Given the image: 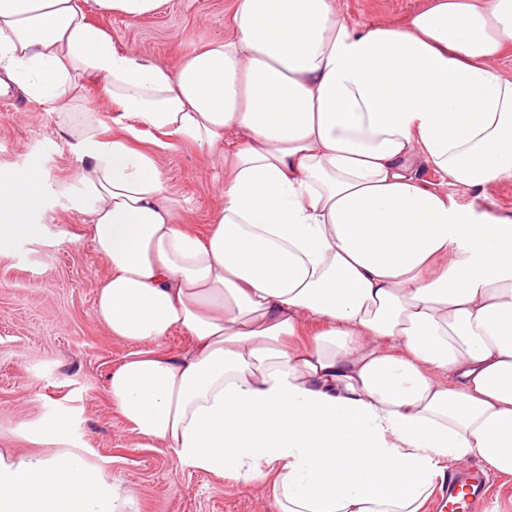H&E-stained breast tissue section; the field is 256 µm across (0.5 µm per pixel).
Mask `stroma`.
Returning <instances> with one entry per match:
<instances>
[{
    "instance_id": "stroma-1",
    "label": "stroma",
    "mask_w": 512,
    "mask_h": 512,
    "mask_svg": "<svg viewBox=\"0 0 512 512\" xmlns=\"http://www.w3.org/2000/svg\"><path fill=\"white\" fill-rule=\"evenodd\" d=\"M429 0H334L336 14L353 25L399 26ZM234 0H164L154 14L131 20L88 6L92 24L116 50L136 52L173 69L194 50L228 32ZM20 108L0 112V171L27 175L46 190L39 235L0 254V448L18 456H49L54 444L34 441L49 420L68 434V450L99 466L108 481L130 491L131 512H278L269 491L219 479L184 466L162 446L143 448L113 406L109 379L130 344L112 336L95 309L108 269L91 247L87 215L56 191L72 182L79 163L58 129L65 113L92 110L110 118L112 102L100 81L86 82L81 99L41 104L19 88ZM146 128L137 146L154 153L178 222L203 235L223 202L224 158L191 141L166 150ZM418 177L479 210L512 216V180L479 190L448 186L432 170Z\"/></svg>"
}]
</instances>
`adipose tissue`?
Here are the masks:
<instances>
[{
	"mask_svg": "<svg viewBox=\"0 0 512 512\" xmlns=\"http://www.w3.org/2000/svg\"><path fill=\"white\" fill-rule=\"evenodd\" d=\"M83 3L0 0V81L42 103L97 78L112 99L111 123L61 128L79 162L62 190L109 267L96 313L137 346L108 386L137 436L270 486L280 512H425L449 464L512 475V218L417 178L512 179V80L493 66L512 0L358 28L333 0H235L230 34L172 70L115 50ZM144 127L223 155L206 236L134 147ZM43 218L42 186L1 171L0 253ZM305 314L324 326L302 345ZM175 328L185 352L140 350ZM132 504L79 453L0 450V512Z\"/></svg>",
	"mask_w": 512,
	"mask_h": 512,
	"instance_id": "ef3b65f1",
	"label": "adipose tissue"
}]
</instances>
